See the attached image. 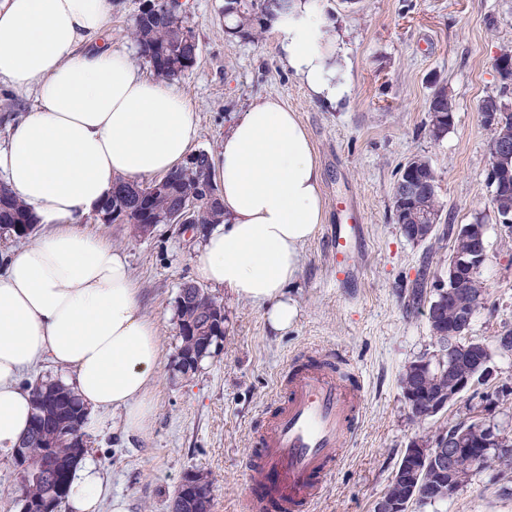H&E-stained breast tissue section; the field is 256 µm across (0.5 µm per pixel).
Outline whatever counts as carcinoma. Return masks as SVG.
<instances>
[{
  "mask_svg": "<svg viewBox=\"0 0 512 512\" xmlns=\"http://www.w3.org/2000/svg\"><path fill=\"white\" fill-rule=\"evenodd\" d=\"M292 0H224L222 14L224 19L234 20L225 25L224 33L250 41L264 38L271 22L288 11ZM127 36L136 44L141 56L149 64L156 79L170 82L181 78L197 62L199 44L192 26L189 25L184 4L178 0H150L136 16L133 25L127 30ZM455 110V101L448 95L445 86L432 92L427 101L426 112L429 116L428 132L433 140H440V134L448 133V111ZM496 113V123L486 126L489 131L488 147H493L503 132L512 134V109L495 95L483 98L477 106V112ZM201 157L205 172L186 159L177 171L162 178L150 181L148 192L139 194L132 190L124 180L118 185L126 192L111 193L99 206L97 216L103 224H125L130 236H145L144 225L166 224L170 221L175 207L190 204L193 210L190 223L201 228H210L214 224L224 223V209L218 200L217 188L213 183L212 157L206 150H196ZM507 166V175L493 185L496 195L491 197L493 210L512 208V157L501 161ZM398 177H409L426 183L427 194L422 201L405 209L401 208L397 196L391 197L392 210L396 224L404 238H410L411 226L419 223L422 211L433 216L436 227L431 238L439 242L452 240L450 253L468 252L471 248L469 238L463 233L462 226L440 224L442 203L438 195V177L430 161L416 155L403 165ZM36 228L35 219L24 204L9 193L0 195V234L25 237ZM465 291L459 299H447L436 308L434 320L427 321L436 350L432 354H422L417 360L424 362L419 377H414L413 369L400 375L399 384L410 414L417 423H426L431 417L412 407L409 393L418 394V400H424L434 390L452 385L448 377V354L441 346L439 333L448 332L456 323L459 311L470 309L477 314L486 308L487 292L480 272L466 277ZM435 301L436 293L427 292L425 278H420L412 288L408 306L414 310L425 307V301ZM176 315L180 345L178 348L180 368L183 374L195 372V356L203 347L215 349L221 346L216 327L224 322V305L216 297H200L197 306H189L176 297ZM34 413L27 436L13 453L17 470L23 466H37L52 457L56 468L47 480H22L23 502L29 505L28 512H41V507L51 502L60 506L66 498V490L71 478L72 468L66 465L70 453L78 444H84V426L87 408L71 387L59 379L46 378L31 387ZM420 470L421 485L417 495H412L413 485L405 482L412 469ZM449 477L439 476L426 462L411 458L410 450H405L395 469L385 495L396 497L407 503V507L418 505L420 508L432 506L448 500V493L438 491V485L448 482ZM211 508L209 483L188 492L180 488L172 512H205Z\"/></svg>",
  "mask_w": 512,
  "mask_h": 512,
  "instance_id": "cac0c4a2",
  "label": "carcinoma"
}]
</instances>
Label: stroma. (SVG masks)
I'll return each instance as SVG.
<instances>
[{
	"label": "stroma",
	"mask_w": 512,
	"mask_h": 512,
	"mask_svg": "<svg viewBox=\"0 0 512 512\" xmlns=\"http://www.w3.org/2000/svg\"><path fill=\"white\" fill-rule=\"evenodd\" d=\"M223 4L189 0L200 54L174 85L197 114L195 148L217 153L227 128L252 102L279 98L312 141L326 224L344 223L337 203L355 202L367 227L366 245L355 251L357 271L341 286L323 233L304 246L300 276L288 288L299 317L284 334L269 328L256 305L213 289L224 305V342L196 373L184 375L175 368V300L181 284L195 278L192 258L200 238L169 224L133 238L125 225L86 218L88 233L127 255L161 342V366L151 385L152 432L124 431L121 412L106 411L87 432V445L127 512H170L190 473L209 480L211 512H238L252 482L246 457L266 409L279 397L278 377L295 354L331 349L359 370L365 409L354 442L311 512H374L412 440L479 414L482 394L512 387V356L497 354L495 375L476 392L463 394L427 424L409 420L399 375L435 344L425 317L408 312L407 296L426 257H443L451 243L409 242L391 208L399 167L413 156L427 157L439 179L442 223L479 219L487 227L481 279L488 303L473 318L469 336L488 343L502 326H512V229L490 206L489 134L476 110L489 95L512 105V89L504 90L494 66L503 47L512 46V0H318L344 35L349 63V92L337 107L313 97L284 64L276 30L257 42L225 36ZM437 84L456 103L453 125L438 141L426 130L427 100ZM500 487L493 472L477 474L457 496L426 512H512V496L501 495Z\"/></svg>",
	"instance_id": "35a3bbf8"
}]
</instances>
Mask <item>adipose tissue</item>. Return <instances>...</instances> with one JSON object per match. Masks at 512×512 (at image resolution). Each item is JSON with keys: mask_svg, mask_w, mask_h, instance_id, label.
I'll return each mask as SVG.
<instances>
[{"mask_svg": "<svg viewBox=\"0 0 512 512\" xmlns=\"http://www.w3.org/2000/svg\"><path fill=\"white\" fill-rule=\"evenodd\" d=\"M111 12L112 0H0V80L37 96L7 124L0 177L46 228L10 252L0 272V452L27 434L32 405L20 377L45 358L69 373L90 411H119L143 435L153 426L157 326L125 253L82 224L117 179L174 171L198 121L175 87L96 43ZM275 25L286 63L310 93L341 101L349 91L341 40L315 0H293ZM213 178L224 221L204 236L195 275L287 332L299 314L288 287L324 216L321 172L297 113L273 97L254 102L225 132ZM106 501L126 512L110 499L101 467L83 459L69 483L71 512H98Z\"/></svg>", "mask_w": 512, "mask_h": 512, "instance_id": "ef3b65f1", "label": "adipose tissue"}]
</instances>
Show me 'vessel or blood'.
Wrapping results in <instances>:
<instances>
[{
	"instance_id": "b4317fda",
	"label": "vessel or blood",
	"mask_w": 512,
	"mask_h": 512,
	"mask_svg": "<svg viewBox=\"0 0 512 512\" xmlns=\"http://www.w3.org/2000/svg\"><path fill=\"white\" fill-rule=\"evenodd\" d=\"M364 227L339 224L327 239L336 260V277L350 278V255L362 242ZM284 398L267 414L247 467L274 471L282 512H307L325 488L340 460V450L354 439L363 419L364 383L354 367L336 371L328 359L294 364L282 379Z\"/></svg>"
}]
</instances>
